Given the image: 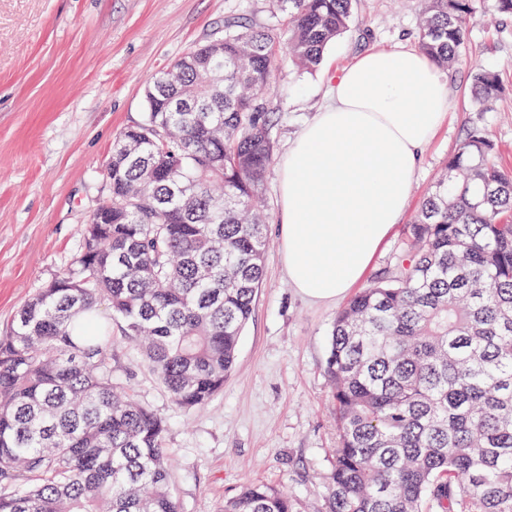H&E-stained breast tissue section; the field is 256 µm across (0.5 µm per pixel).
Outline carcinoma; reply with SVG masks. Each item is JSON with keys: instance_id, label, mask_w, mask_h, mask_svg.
I'll use <instances>...</instances> for the list:
<instances>
[{"instance_id": "cac0c4a2", "label": "carcinoma", "mask_w": 512, "mask_h": 512, "mask_svg": "<svg viewBox=\"0 0 512 512\" xmlns=\"http://www.w3.org/2000/svg\"><path fill=\"white\" fill-rule=\"evenodd\" d=\"M425 2L418 47L444 69L478 9L512 16V0ZM273 4L282 27L228 19L147 80L80 252L0 336V512H179L167 418L114 387L112 326L180 410L233 370L269 247L270 90L287 59L318 67L354 8ZM473 87L481 112L502 90L482 67ZM493 151L472 128L423 198L408 257L336 314L339 438L319 512H512V171ZM224 512L293 510L250 484Z\"/></svg>"}]
</instances>
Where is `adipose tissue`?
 Returning <instances> with one entry per match:
<instances>
[{"label":"adipose tissue","instance_id":"ef3b65f1","mask_svg":"<svg viewBox=\"0 0 512 512\" xmlns=\"http://www.w3.org/2000/svg\"><path fill=\"white\" fill-rule=\"evenodd\" d=\"M447 112L446 73L422 51L369 52L341 72L279 160L282 255L300 294L332 302L363 280Z\"/></svg>","mask_w":512,"mask_h":512}]
</instances>
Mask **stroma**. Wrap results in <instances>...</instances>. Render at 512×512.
<instances>
[{
  "mask_svg": "<svg viewBox=\"0 0 512 512\" xmlns=\"http://www.w3.org/2000/svg\"><path fill=\"white\" fill-rule=\"evenodd\" d=\"M424 0H357L348 30L312 72L283 63L275 80L271 136L277 151L326 103L331 83L357 55L416 43ZM245 17L279 26L271 0H0V334L16 312L80 249L79 225L107 192L115 138L146 111L144 87L195 44ZM500 77L487 111L472 96L471 67ZM448 114L425 147L405 213L375 255L369 277L391 271L410 224L449 156L473 127L512 171V19L481 13L447 79ZM278 168L270 166L265 276L223 390L188 414L175 411L138 350L114 340L112 373L168 417L165 446L180 512H224L243 485L284 490L293 512H314L328 489L338 443L325 374L329 334L341 302L314 304L291 287L281 261Z\"/></svg>",
  "mask_w": 512,
  "mask_h": 512,
  "instance_id": "obj_1",
  "label": "stroma"
}]
</instances>
